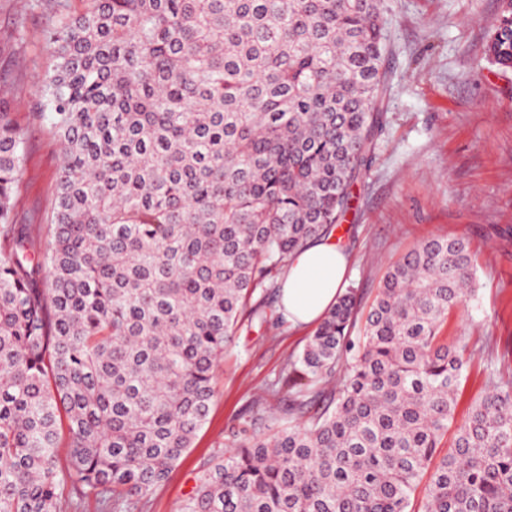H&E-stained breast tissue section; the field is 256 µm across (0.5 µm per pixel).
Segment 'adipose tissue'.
Returning a JSON list of instances; mask_svg holds the SVG:
<instances>
[{
    "mask_svg": "<svg viewBox=\"0 0 512 512\" xmlns=\"http://www.w3.org/2000/svg\"><path fill=\"white\" fill-rule=\"evenodd\" d=\"M350 254L335 236L309 239L289 262L280 283V305L293 326L318 325L344 293Z\"/></svg>",
    "mask_w": 512,
    "mask_h": 512,
    "instance_id": "1",
    "label": "adipose tissue"
}]
</instances>
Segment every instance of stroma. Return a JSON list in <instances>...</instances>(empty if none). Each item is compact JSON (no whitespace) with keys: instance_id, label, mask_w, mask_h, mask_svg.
<instances>
[{"instance_id":"obj_1","label":"stroma","mask_w":512,"mask_h":512,"mask_svg":"<svg viewBox=\"0 0 512 512\" xmlns=\"http://www.w3.org/2000/svg\"><path fill=\"white\" fill-rule=\"evenodd\" d=\"M387 82L372 162L352 188L338 232L353 258L349 286L368 311L389 265L418 243L461 237L470 245L476 294L440 334L464 339L466 370L455 420L486 393L495 361L512 382V69L487 54L500 0H384ZM56 0H0V96L29 136L18 218L40 222L55 199L60 147L33 104L44 72V34ZM25 16L23 42L15 21ZM269 322L233 336L216 372L205 425L144 512H178L198 473L225 452L231 431L307 344L269 305Z\"/></svg>"}]
</instances>
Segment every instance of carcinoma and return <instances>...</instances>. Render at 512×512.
<instances>
[{
    "mask_svg": "<svg viewBox=\"0 0 512 512\" xmlns=\"http://www.w3.org/2000/svg\"><path fill=\"white\" fill-rule=\"evenodd\" d=\"M83 2L45 32L63 162L44 238L17 219L27 132L0 97V512H143L207 420L224 348L335 228L382 126V0ZM488 55L512 69V0ZM474 292L457 237L409 250L360 326L347 290L256 401L292 422L243 419L179 512H409L425 475L418 512H512L494 362L436 458L466 368L439 331Z\"/></svg>",
    "mask_w": 512,
    "mask_h": 512,
    "instance_id": "1",
    "label": "carcinoma"
}]
</instances>
